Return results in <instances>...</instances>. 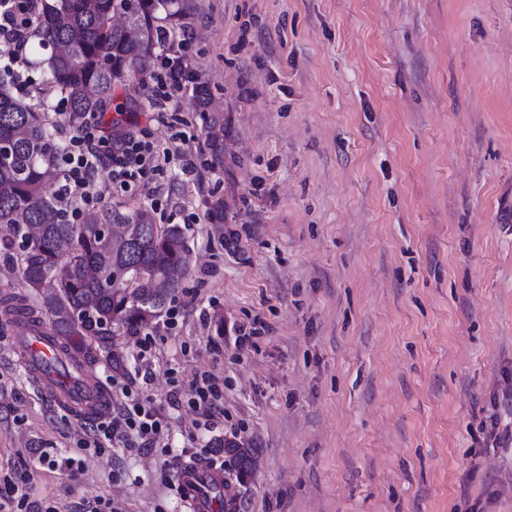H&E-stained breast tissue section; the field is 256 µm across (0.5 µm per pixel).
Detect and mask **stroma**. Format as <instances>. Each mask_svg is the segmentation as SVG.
I'll return each mask as SVG.
<instances>
[{"instance_id": "obj_1", "label": "stroma", "mask_w": 512, "mask_h": 512, "mask_svg": "<svg viewBox=\"0 0 512 512\" xmlns=\"http://www.w3.org/2000/svg\"><path fill=\"white\" fill-rule=\"evenodd\" d=\"M179 4L158 21L196 35L224 164L125 192L103 170L90 205L197 217L174 321L115 332L124 375L89 370L165 429L95 449L0 333V479L26 474L57 512H186L187 450L220 460L231 438L258 456L237 512H512V0ZM143 81L115 87L118 120L166 140ZM204 377L217 410L195 402ZM35 448L79 468L40 469Z\"/></svg>"}]
</instances>
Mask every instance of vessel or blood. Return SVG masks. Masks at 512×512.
<instances>
[{
    "instance_id": "vessel-or-blood-1",
    "label": "vessel or blood",
    "mask_w": 512,
    "mask_h": 512,
    "mask_svg": "<svg viewBox=\"0 0 512 512\" xmlns=\"http://www.w3.org/2000/svg\"><path fill=\"white\" fill-rule=\"evenodd\" d=\"M15 342L17 347L25 350L27 361L33 365V384L42 389L45 397L53 404L69 406L79 419L86 422L97 418L109 406L110 398L107 393L87 380L47 387L36 363L58 355L59 349L54 337L46 330L22 329L16 334ZM177 479L189 512H221L224 496L223 471L204 463L192 462L179 469Z\"/></svg>"
}]
</instances>
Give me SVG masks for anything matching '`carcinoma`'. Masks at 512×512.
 <instances>
[{"mask_svg":"<svg viewBox=\"0 0 512 512\" xmlns=\"http://www.w3.org/2000/svg\"><path fill=\"white\" fill-rule=\"evenodd\" d=\"M173 0H46L40 17L39 46L53 49L38 95H62L63 119L77 129L103 121L112 111L113 88L151 66L156 13ZM10 69L0 72V142L9 153L0 160V250L20 244L18 272L30 294L0 293V328L14 316L49 323L69 357L57 371L77 381L82 363L77 348L96 361L112 345V333L149 326L172 301L189 271L183 228L158 224L141 208L131 215L87 213L67 217L47 187L59 176V147L53 124L34 106L14 97ZM212 164L224 163V124L205 126ZM122 228L115 238L105 226ZM224 454L244 482L254 451L224 440Z\"/></svg>","mask_w":512,"mask_h":512,"instance_id":"1","label":"carcinoma"}]
</instances>
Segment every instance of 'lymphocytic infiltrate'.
Returning <instances> with one entry per match:
<instances>
[{"instance_id": "obj_1", "label": "lymphocytic infiltrate", "mask_w": 512, "mask_h": 512, "mask_svg": "<svg viewBox=\"0 0 512 512\" xmlns=\"http://www.w3.org/2000/svg\"><path fill=\"white\" fill-rule=\"evenodd\" d=\"M39 13L38 0H0V50L9 64L19 68L27 65L28 46L36 33ZM157 36L160 52L147 100L155 112V121L164 126L182 99L201 96L203 84L190 53L195 40L193 30L161 26ZM61 146L65 166L57 195L67 208L77 202H93L100 170H108L113 184L124 189L134 182H147L171 155L169 147L145 131H110L98 122L86 123L78 135L65 138ZM162 430L163 421L156 408L139 396L130 395L108 421L93 427L92 434L112 442L137 439L148 448Z\"/></svg>"}]
</instances>
